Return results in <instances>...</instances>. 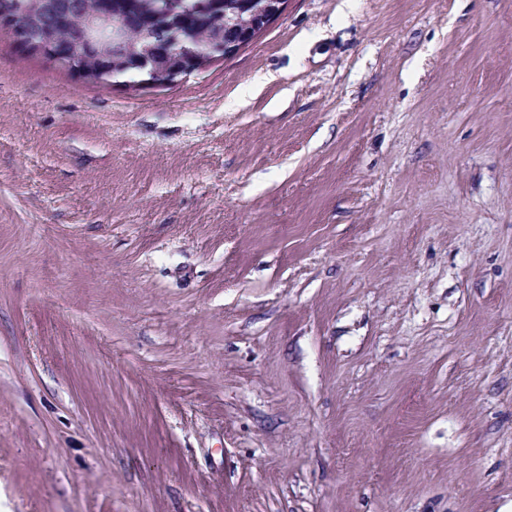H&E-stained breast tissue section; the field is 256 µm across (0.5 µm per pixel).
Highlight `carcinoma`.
<instances>
[{
    "mask_svg": "<svg viewBox=\"0 0 512 512\" xmlns=\"http://www.w3.org/2000/svg\"><path fill=\"white\" fill-rule=\"evenodd\" d=\"M286 0H0L13 27L0 28L10 42L37 47L33 55L56 52L55 66L72 71L74 61L87 66L86 75L138 83L154 73L163 82L169 73L190 66L167 51L163 39L174 37L184 45L205 44L211 52L205 61L228 55L229 46L249 43L274 17ZM121 21L125 38L112 43V54L98 56L88 44L103 34V26L93 22L99 11Z\"/></svg>",
    "mask_w": 512,
    "mask_h": 512,
    "instance_id": "obj_1",
    "label": "carcinoma"
}]
</instances>
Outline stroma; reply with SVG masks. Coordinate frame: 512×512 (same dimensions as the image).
<instances>
[{
	"label": "stroma",
	"mask_w": 512,
	"mask_h": 512,
	"mask_svg": "<svg viewBox=\"0 0 512 512\" xmlns=\"http://www.w3.org/2000/svg\"><path fill=\"white\" fill-rule=\"evenodd\" d=\"M0 512H512V0L0 43Z\"/></svg>",
	"instance_id": "1"
}]
</instances>
